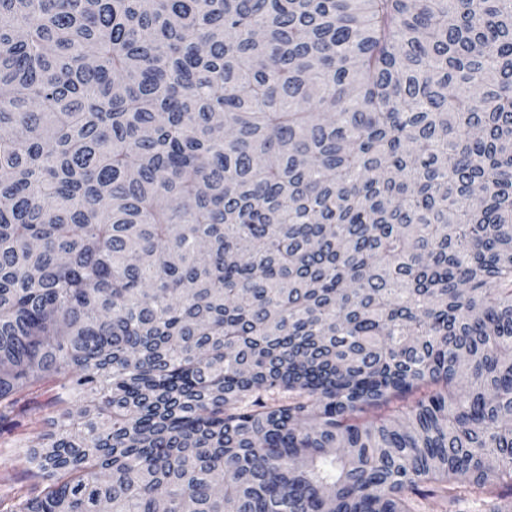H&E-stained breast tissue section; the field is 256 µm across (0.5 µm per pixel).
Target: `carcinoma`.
<instances>
[{
    "mask_svg": "<svg viewBox=\"0 0 512 512\" xmlns=\"http://www.w3.org/2000/svg\"><path fill=\"white\" fill-rule=\"evenodd\" d=\"M0 512H512V0H0ZM80 394L50 381L34 387L20 399L15 414L22 426L0 431V495L13 498L29 494L42 479L28 460L38 436L53 431L52 421L65 410L75 412Z\"/></svg>",
    "mask_w": 512,
    "mask_h": 512,
    "instance_id": "cac0c4a2",
    "label": "carcinoma"
}]
</instances>
